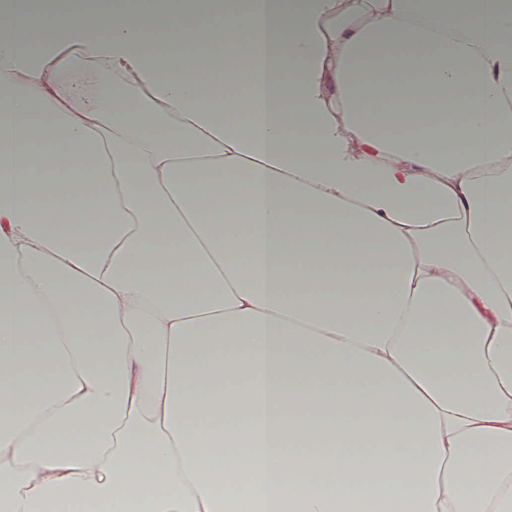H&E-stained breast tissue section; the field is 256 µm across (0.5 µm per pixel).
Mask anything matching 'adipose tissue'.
Returning a JSON list of instances; mask_svg holds the SVG:
<instances>
[{
	"instance_id": "adipose-tissue-1",
	"label": "adipose tissue",
	"mask_w": 512,
	"mask_h": 512,
	"mask_svg": "<svg viewBox=\"0 0 512 512\" xmlns=\"http://www.w3.org/2000/svg\"><path fill=\"white\" fill-rule=\"evenodd\" d=\"M9 15L0 512H512V0Z\"/></svg>"
}]
</instances>
